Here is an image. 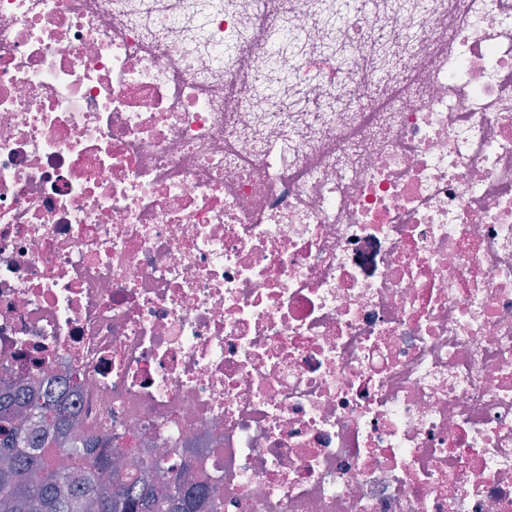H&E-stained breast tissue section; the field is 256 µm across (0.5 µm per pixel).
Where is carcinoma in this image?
<instances>
[{"label": "carcinoma", "mask_w": 512, "mask_h": 512, "mask_svg": "<svg viewBox=\"0 0 512 512\" xmlns=\"http://www.w3.org/2000/svg\"><path fill=\"white\" fill-rule=\"evenodd\" d=\"M75 414L61 395L0 393V512H218L206 481L183 484L176 466L160 487L112 468V438L71 437Z\"/></svg>", "instance_id": "1"}]
</instances>
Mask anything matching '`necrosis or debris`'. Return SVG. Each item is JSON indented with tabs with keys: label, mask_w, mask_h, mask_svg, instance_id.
Segmentation results:
<instances>
[{
	"label": "necrosis or debris",
	"mask_w": 512,
	"mask_h": 512,
	"mask_svg": "<svg viewBox=\"0 0 512 512\" xmlns=\"http://www.w3.org/2000/svg\"><path fill=\"white\" fill-rule=\"evenodd\" d=\"M0 364L223 512H512V0H0Z\"/></svg>",
	"instance_id": "4bbe7bcc"
}]
</instances>
